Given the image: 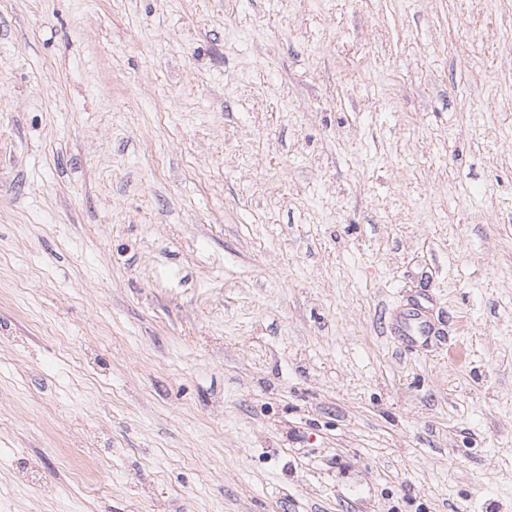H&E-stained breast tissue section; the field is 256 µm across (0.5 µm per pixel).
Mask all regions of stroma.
<instances>
[{
	"mask_svg": "<svg viewBox=\"0 0 512 512\" xmlns=\"http://www.w3.org/2000/svg\"><path fill=\"white\" fill-rule=\"evenodd\" d=\"M0 507L512 512V0L0 4ZM398 324L401 336L408 341L417 340V336H429L431 332L422 310L418 306L401 315Z\"/></svg>",
	"mask_w": 512,
	"mask_h": 512,
	"instance_id": "obj_1",
	"label": "stroma"
}]
</instances>
